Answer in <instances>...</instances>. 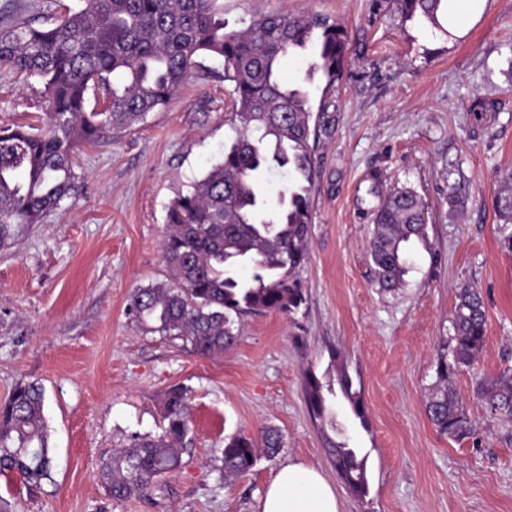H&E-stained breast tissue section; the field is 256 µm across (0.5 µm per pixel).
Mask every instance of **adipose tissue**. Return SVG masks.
<instances>
[{
	"label": "adipose tissue",
	"mask_w": 512,
	"mask_h": 512,
	"mask_svg": "<svg viewBox=\"0 0 512 512\" xmlns=\"http://www.w3.org/2000/svg\"><path fill=\"white\" fill-rule=\"evenodd\" d=\"M260 512H340L331 483L315 467L301 462L283 464L266 487Z\"/></svg>",
	"instance_id": "ef3b65f1"
}]
</instances>
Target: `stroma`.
Returning a JSON list of instances; mask_svg holds the SVG:
<instances>
[{"mask_svg": "<svg viewBox=\"0 0 512 512\" xmlns=\"http://www.w3.org/2000/svg\"><path fill=\"white\" fill-rule=\"evenodd\" d=\"M79 0H0V15L47 26ZM266 14H321L343 26L350 56L334 84L316 77L313 109L332 120L314 148L308 255L295 271L307 302L295 315H246L223 355L143 332L127 314L134 288L168 279V205L219 161L235 96L205 59L144 122L74 155L78 192L0 245V402L22 381L45 388L53 471L41 488L0 474V512H259L275 470H321L341 512H512V422L477 400L478 382L512 367V241L495 198L512 174V0H479L449 33L403 20L394 0H224L241 29ZM42 85L0 71V127L36 124ZM410 187L428 205L401 288L373 282L372 187ZM461 204L450 207L449 196ZM482 293L486 343L451 378L476 428L455 441L425 410L463 288ZM360 391L368 428L349 424L367 457L368 493L338 476L303 395L307 368L333 351ZM186 389L191 431L180 468L144 497L117 501L98 478L103 456L161 432V401ZM278 428L283 446L222 478L225 440Z\"/></svg>", "mask_w": 512, "mask_h": 512, "instance_id": "1", "label": "stroma"}]
</instances>
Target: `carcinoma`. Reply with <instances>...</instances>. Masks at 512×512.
Segmentation results:
<instances>
[{
    "label": "carcinoma",
    "instance_id": "cac0c4a2",
    "mask_svg": "<svg viewBox=\"0 0 512 512\" xmlns=\"http://www.w3.org/2000/svg\"><path fill=\"white\" fill-rule=\"evenodd\" d=\"M50 27L0 22V69L43 84L38 125L0 127V244L13 224H39L78 188L73 155L85 143L128 130L165 105L202 57L223 59V78L233 84L234 136L212 164L166 211L163 256L169 280L134 289L128 314L147 333L179 336L204 356L233 344L235 320L269 312L297 313L306 297L294 271L307 257L314 148L326 121L313 120L312 83L322 74L332 85L347 59L345 30L313 14L261 16L239 30L227 29L222 0H82ZM408 21L443 29L448 0H397ZM311 54L303 78L289 81L283 65ZM101 95L102 111L87 110L89 93ZM284 170L288 188L276 201L265 194L268 175ZM374 231L368 254L381 288L404 284L409 247L428 242V206L411 188L375 191ZM497 209L512 240V175L504 179ZM452 334L437 361V380L426 408L437 431L462 439L475 428L450 388V377L468 367L486 342L481 294L464 288L450 320ZM336 377L324 380L309 368L303 391L309 413L336 438L326 437L337 474L351 492L368 493L367 458L348 446L332 401L344 399L353 419L367 427L360 392L340 353ZM477 399L492 414L512 420V368L482 379ZM45 393L37 382L18 384L0 404V472L20 473L39 486L52 479L53 457L44 416ZM165 426L155 438H137L115 449L100 466L109 496H143L156 479L180 466V448L190 433L186 391L169 389L162 400ZM267 452L282 444L278 430L264 428ZM257 444L236 434L224 445V476L250 470Z\"/></svg>",
    "mask_w": 512,
    "mask_h": 512
}]
</instances>
